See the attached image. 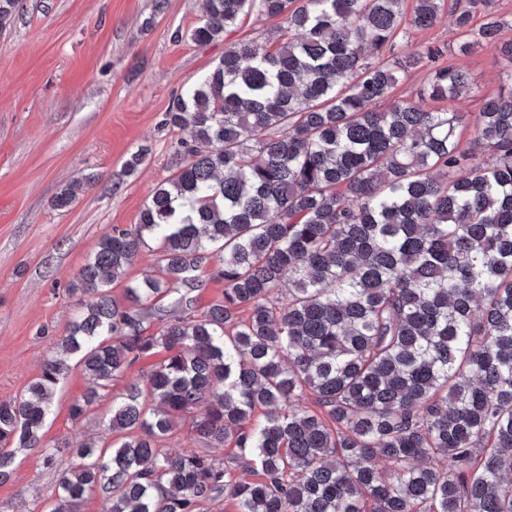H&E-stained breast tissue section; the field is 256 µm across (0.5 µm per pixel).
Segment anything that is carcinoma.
<instances>
[{
	"label": "carcinoma",
	"instance_id": "obj_1",
	"mask_svg": "<svg viewBox=\"0 0 512 512\" xmlns=\"http://www.w3.org/2000/svg\"><path fill=\"white\" fill-rule=\"evenodd\" d=\"M403 2L205 0L198 46L253 10L285 25L225 48L166 113L191 130L173 173L81 269L62 356L0 401V483L38 448L59 472L50 512L90 496L104 512H202L223 496L236 512H512V88L476 112L427 109L472 84L435 66L443 47L396 52L445 4L415 0L408 16ZM18 5L0 0V32ZM452 13L460 54L497 41L487 0ZM421 68L417 97L380 107ZM145 250L151 271L127 278ZM211 263L224 296L201 310ZM175 285L168 309L150 305ZM67 354L89 381L73 421L153 361L112 398L111 448L44 439ZM185 414L202 447L170 453ZM229 439L257 479L215 455Z\"/></svg>",
	"mask_w": 512,
	"mask_h": 512
}]
</instances>
